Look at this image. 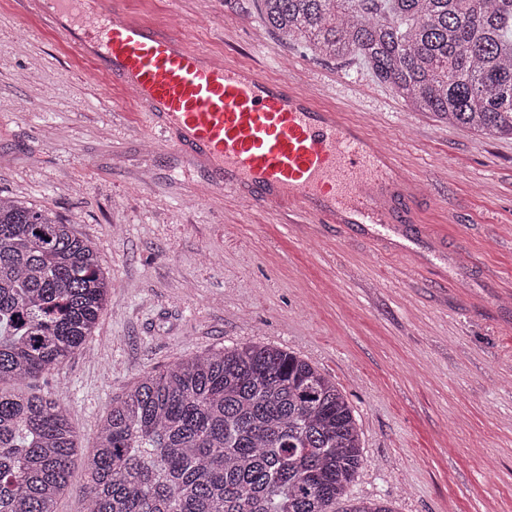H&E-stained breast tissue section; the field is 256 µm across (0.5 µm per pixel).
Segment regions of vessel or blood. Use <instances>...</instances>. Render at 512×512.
<instances>
[{"label": "vessel or blood", "instance_id": "b4317fda", "mask_svg": "<svg viewBox=\"0 0 512 512\" xmlns=\"http://www.w3.org/2000/svg\"><path fill=\"white\" fill-rule=\"evenodd\" d=\"M22 5L45 26L74 33L109 82L134 93L154 135L207 172L214 192L372 237L408 238L418 195L395 155L288 79L213 62L101 0Z\"/></svg>", "mask_w": 512, "mask_h": 512}]
</instances>
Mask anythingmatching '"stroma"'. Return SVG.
<instances>
[{
  "label": "stroma",
  "instance_id": "obj_1",
  "mask_svg": "<svg viewBox=\"0 0 512 512\" xmlns=\"http://www.w3.org/2000/svg\"><path fill=\"white\" fill-rule=\"evenodd\" d=\"M188 44L285 77L337 106L416 180L411 248L213 195L151 140L121 87L104 92L77 40L0 0V194L51 211L115 287L86 348L33 380L77 433L70 490L101 420L150 374L256 343L331 377L354 406L366 466L353 496L396 512H512V138L414 112L355 57L312 56L257 0H105Z\"/></svg>",
  "mask_w": 512,
  "mask_h": 512
}]
</instances>
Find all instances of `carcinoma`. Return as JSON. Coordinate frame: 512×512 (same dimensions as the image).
Listing matches in <instances>:
<instances>
[{
  "label": "carcinoma",
  "instance_id": "carcinoma-1",
  "mask_svg": "<svg viewBox=\"0 0 512 512\" xmlns=\"http://www.w3.org/2000/svg\"><path fill=\"white\" fill-rule=\"evenodd\" d=\"M314 54L358 55L405 105L512 137V0H260ZM112 290L91 246L0 195V512H55L70 489L69 411L30 391L86 345ZM356 411L317 366L242 345L146 376L112 402L87 457L86 512H394L350 497Z\"/></svg>",
  "mask_w": 512,
  "mask_h": 512
}]
</instances>
